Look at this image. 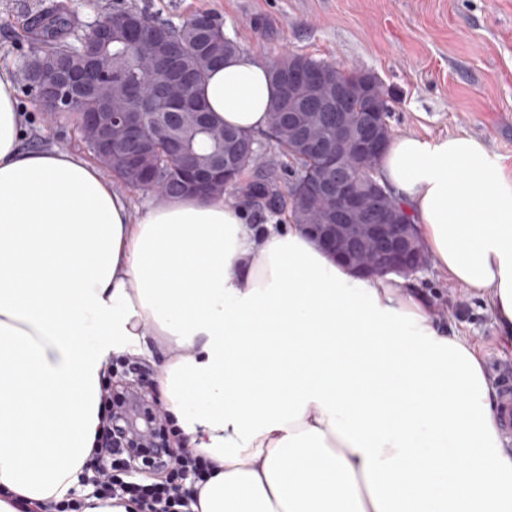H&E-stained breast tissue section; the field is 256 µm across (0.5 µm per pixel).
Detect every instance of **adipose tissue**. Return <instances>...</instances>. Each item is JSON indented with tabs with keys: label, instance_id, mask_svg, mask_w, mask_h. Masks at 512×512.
<instances>
[{
	"label": "adipose tissue",
	"instance_id": "obj_1",
	"mask_svg": "<svg viewBox=\"0 0 512 512\" xmlns=\"http://www.w3.org/2000/svg\"><path fill=\"white\" fill-rule=\"evenodd\" d=\"M274 95L245 52L204 86L245 134ZM26 119L0 69V512L67 499L111 352L163 356V409L211 463L194 512H512L483 354L414 281L355 276L220 194L134 205L86 156L24 147ZM378 173L512 341V179L485 143L396 135Z\"/></svg>",
	"mask_w": 512,
	"mask_h": 512
}]
</instances>
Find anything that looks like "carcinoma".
Masks as SVG:
<instances>
[{
    "label": "carcinoma",
    "instance_id": "obj_1",
    "mask_svg": "<svg viewBox=\"0 0 512 512\" xmlns=\"http://www.w3.org/2000/svg\"><path fill=\"white\" fill-rule=\"evenodd\" d=\"M135 16L143 25L160 30L176 47L166 62L173 81H168L146 63L143 52L129 34L118 31L113 34L110 45L95 48L97 64L112 71L117 92L113 94L110 88L101 87L98 94L102 97L113 95V108L117 110L127 109L142 98L158 101L174 91L190 101V106L178 114L161 109L147 113L148 125L142 132V145L129 143V147L139 154L140 173L150 176L160 190L172 195L181 193V187L175 182L178 154L172 150L174 145L188 153L195 165L203 170L222 161L235 164L233 179L224 184L226 189L236 185L244 174H251L252 180L245 186L248 197L265 201L273 207L283 203L285 193L291 192L294 183L308 175L317 177L325 174L326 162L322 157L313 153L302 154L296 149L294 128L285 116L287 112L306 114L319 111L311 99L294 100L289 93L280 91L275 95L273 112L277 113V119L271 123V138L279 153L291 163L289 180L282 187L275 165L261 162L259 155L248 149L253 137L214 124L201 95L208 72L224 64V58L242 51V48L215 32L209 35L201 33L188 19L173 26L143 11L135 12ZM74 24L73 15L64 4L58 2L36 15L29 25L32 48L24 57L21 69L36 72L49 58L65 62L75 69L82 68L84 58L72 51ZM301 58L315 66L323 64V61L309 56L283 54L270 64L274 85H279V79L288 74V66ZM345 110L355 116L381 112L386 119L391 112L390 99L380 81L374 78L368 83L366 91L357 92L347 101ZM341 153L359 185L376 170L375 158H359L348 145L341 148ZM102 166L112 170V177L118 182L131 187L139 186L136 176L128 173L118 158L114 157L112 164L104 162ZM289 204L292 223H325L327 209L322 203L306 206L291 197Z\"/></svg>",
    "mask_w": 512,
    "mask_h": 512
}]
</instances>
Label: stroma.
<instances>
[{
	"label": "stroma",
	"mask_w": 512,
	"mask_h": 512,
	"mask_svg": "<svg viewBox=\"0 0 512 512\" xmlns=\"http://www.w3.org/2000/svg\"><path fill=\"white\" fill-rule=\"evenodd\" d=\"M82 23L138 9L172 23L219 16L225 35L250 53L290 51L374 73L391 95L394 133L482 140L512 178V0H67ZM45 0H0V66L19 71L29 52L22 26ZM24 143L81 150L69 113L31 112ZM432 314L476 339L485 365L512 367L480 297L435 268L415 277Z\"/></svg>",
	"instance_id": "stroma-1"
}]
</instances>
